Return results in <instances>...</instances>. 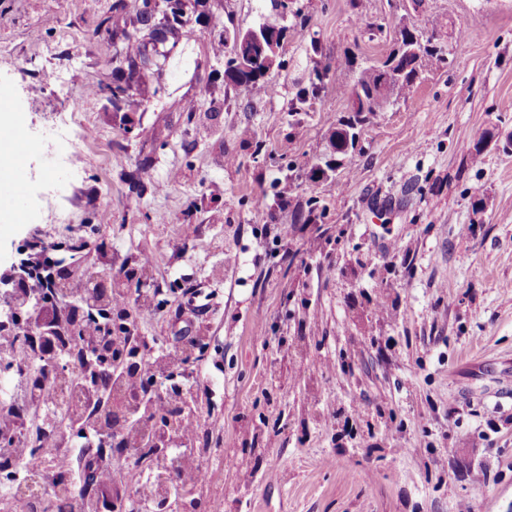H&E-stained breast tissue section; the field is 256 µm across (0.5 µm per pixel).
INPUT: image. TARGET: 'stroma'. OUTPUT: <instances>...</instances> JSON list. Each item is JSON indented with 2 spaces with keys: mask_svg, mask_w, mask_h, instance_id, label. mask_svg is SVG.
Listing matches in <instances>:
<instances>
[{
  "mask_svg": "<svg viewBox=\"0 0 512 512\" xmlns=\"http://www.w3.org/2000/svg\"><path fill=\"white\" fill-rule=\"evenodd\" d=\"M112 3L0 0L15 127L39 131L78 96L96 134L64 143L71 171L27 155L0 261L54 247L100 283L150 257L140 288L159 289V309L134 327L169 347L201 340L186 368L197 414L220 429L224 512H512V0H288L267 97L226 87L217 23L256 27L271 0H206L166 66L135 84L131 111L101 92ZM435 17L448 65L371 115L330 179L304 178L333 159L349 114L345 56L384 60L401 28ZM57 182L70 186L63 228L39 201ZM312 198L327 207L315 224Z\"/></svg>",
  "mask_w": 512,
  "mask_h": 512,
  "instance_id": "35a3bbf8",
  "label": "stroma"
}]
</instances>
